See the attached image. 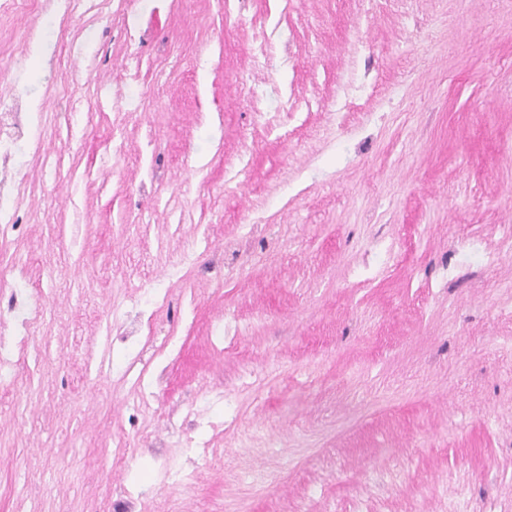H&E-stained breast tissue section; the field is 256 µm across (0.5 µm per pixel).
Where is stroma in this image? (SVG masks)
Instances as JSON below:
<instances>
[{"label": "stroma", "instance_id": "obj_1", "mask_svg": "<svg viewBox=\"0 0 512 512\" xmlns=\"http://www.w3.org/2000/svg\"><path fill=\"white\" fill-rule=\"evenodd\" d=\"M95 3L25 73L0 512H512V0ZM31 297L32 292L30 288H17L14 286V288L10 289L12 306L19 300L24 306V315L21 318V323L26 335H29L44 317L42 306L37 302H30Z\"/></svg>", "mask_w": 512, "mask_h": 512}]
</instances>
